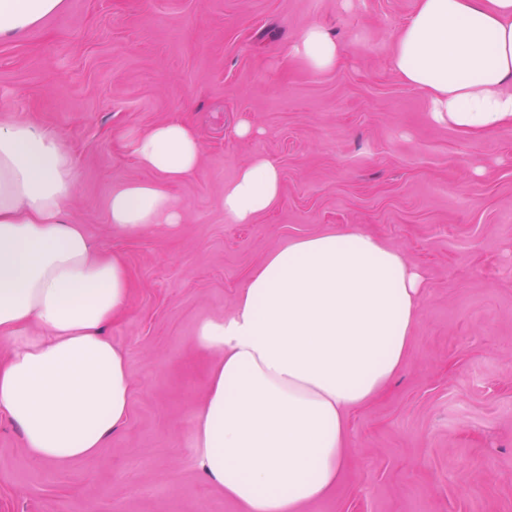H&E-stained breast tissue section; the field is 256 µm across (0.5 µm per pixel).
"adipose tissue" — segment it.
<instances>
[{
	"label": "adipose tissue",
	"instance_id": "obj_1",
	"mask_svg": "<svg viewBox=\"0 0 512 512\" xmlns=\"http://www.w3.org/2000/svg\"><path fill=\"white\" fill-rule=\"evenodd\" d=\"M62 2L0 0V41ZM293 52L316 70L342 58L315 23ZM391 61L435 121L469 136L512 130V0H418ZM200 154L180 121L141 136L133 156L154 178L113 189V230L181 224L166 187L193 176ZM74 188L59 137L24 120L0 123V414L33 460L54 467L94 456L125 423L133 393L125 355L104 334L129 306L131 277L68 217ZM280 191L277 167L254 158L225 184L224 214L252 223ZM422 305L419 273L363 231L339 227L268 254L233 313L197 333L219 355L194 419L206 478L243 512H302L325 499L344 473L350 420L404 363Z\"/></svg>",
	"mask_w": 512,
	"mask_h": 512
}]
</instances>
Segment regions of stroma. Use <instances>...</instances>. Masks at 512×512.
I'll return each instance as SVG.
<instances>
[{"mask_svg": "<svg viewBox=\"0 0 512 512\" xmlns=\"http://www.w3.org/2000/svg\"><path fill=\"white\" fill-rule=\"evenodd\" d=\"M416 0H64L0 41V121L30 120L71 149L67 204L133 291L106 336L135 389L126 423L89 459L31 460L0 419V512H241L198 468L194 412L217 352L199 326L231 314L249 274L292 239L339 226L420 268L424 301L388 391L355 415L345 471L304 512H512V131L435 122L391 66ZM344 47L335 69L290 55L309 24ZM176 119L200 136L197 173L168 193L173 228L113 231V189L151 180L131 143ZM254 133H237L242 121ZM278 204L224 216L253 157Z\"/></svg>", "mask_w": 512, "mask_h": 512, "instance_id": "1", "label": "stroma"}]
</instances>
